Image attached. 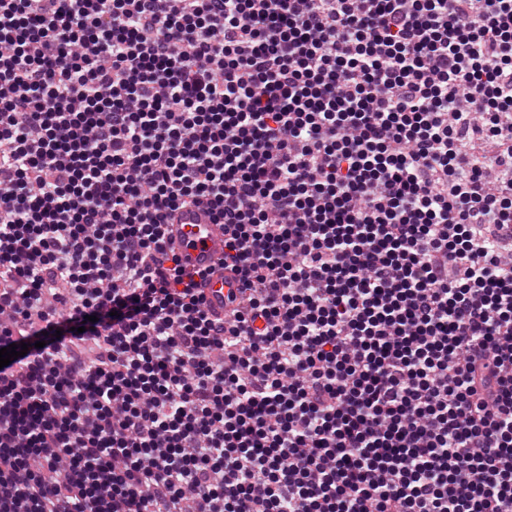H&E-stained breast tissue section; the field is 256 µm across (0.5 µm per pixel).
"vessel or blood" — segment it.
Listing matches in <instances>:
<instances>
[{"label": "vessel or blood", "instance_id": "vessel-or-blood-1", "mask_svg": "<svg viewBox=\"0 0 512 512\" xmlns=\"http://www.w3.org/2000/svg\"><path fill=\"white\" fill-rule=\"evenodd\" d=\"M167 238L172 247L180 252L189 265L212 263L224 251V229L213 223L209 213L201 207L179 210L173 224L167 227ZM234 278L224 272H216L205 287L208 301L223 309L224 298L235 287Z\"/></svg>", "mask_w": 512, "mask_h": 512}]
</instances>
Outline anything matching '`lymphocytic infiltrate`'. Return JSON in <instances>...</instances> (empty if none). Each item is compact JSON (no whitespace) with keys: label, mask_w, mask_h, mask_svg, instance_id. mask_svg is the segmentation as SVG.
<instances>
[{"label":"lymphocytic infiltrate","mask_w":512,"mask_h":512,"mask_svg":"<svg viewBox=\"0 0 512 512\" xmlns=\"http://www.w3.org/2000/svg\"><path fill=\"white\" fill-rule=\"evenodd\" d=\"M21 342L0 512H512V0H0ZM170 245L180 252L191 266L208 265L224 253V228L213 224L203 207H188L175 214L167 224ZM230 288H237L234 278L218 271L214 274L210 282L205 286V295L207 300L221 313L224 314V296L227 295Z\"/></svg>","instance_id":"obj_1"}]
</instances>
